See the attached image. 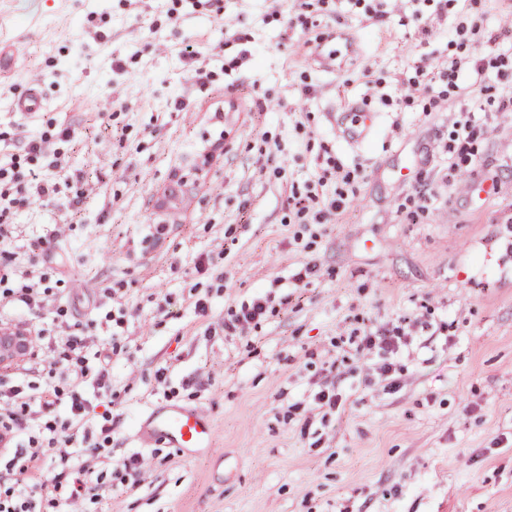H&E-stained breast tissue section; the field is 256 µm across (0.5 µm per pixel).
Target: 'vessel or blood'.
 <instances>
[{
  "label": "vessel or blood",
  "instance_id": "b4317fda",
  "mask_svg": "<svg viewBox=\"0 0 512 512\" xmlns=\"http://www.w3.org/2000/svg\"><path fill=\"white\" fill-rule=\"evenodd\" d=\"M376 120L374 112L358 104L334 118L337 134L351 145L360 144L371 135ZM138 438L145 444L163 440L169 447L191 456L211 447L214 429L209 417L198 409L165 405L154 407L143 417Z\"/></svg>",
  "mask_w": 512,
  "mask_h": 512
}]
</instances>
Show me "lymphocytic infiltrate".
I'll return each instance as SVG.
<instances>
[{
    "label": "lymphocytic infiltrate",
    "instance_id": "lymphocytic-infiltrate-1",
    "mask_svg": "<svg viewBox=\"0 0 512 512\" xmlns=\"http://www.w3.org/2000/svg\"><path fill=\"white\" fill-rule=\"evenodd\" d=\"M503 57L467 55L448 63V87L467 90L479 85L487 67L505 66ZM357 171L344 169L327 157L307 186L305 196H289L299 220L327 224L356 193ZM61 193L56 180H40L16 164H0V245L14 236L12 219L19 206L31 201L51 202ZM45 275L29 278L0 276V308L47 311L55 295ZM405 324L371 328L350 335L356 353H385L381 375L393 370L390 360L404 336ZM39 352L0 379V512H69L74 503L93 501L108 487L101 468L105 446L90 443L87 425L112 420V342L83 335L78 322L59 321L55 333L33 330ZM96 388L87 397V388Z\"/></svg>",
    "mask_w": 512,
    "mask_h": 512
}]
</instances>
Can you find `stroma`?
I'll return each mask as SVG.
<instances>
[{
  "mask_svg": "<svg viewBox=\"0 0 512 512\" xmlns=\"http://www.w3.org/2000/svg\"><path fill=\"white\" fill-rule=\"evenodd\" d=\"M464 8L495 42L444 36ZM339 29L356 50L336 60ZM464 50L512 54V0H0V160L55 178L21 139L70 127L57 148L79 194L19 209L0 274L48 273L85 335L120 332L111 462L144 460L139 486L112 479L87 512H512V122L495 69L485 91L448 89ZM349 101L379 117L357 146L331 122ZM462 109L494 130L453 171ZM329 154L358 190L331 223H299L288 196ZM184 176L194 193L169 199ZM485 179L499 193L479 208L464 184ZM259 293L266 319L224 335ZM403 317L393 381L337 345ZM329 383L343 408L323 416ZM159 405L208 414L212 448L142 444Z\"/></svg>",
  "mask_w": 512,
  "mask_h": 512,
  "instance_id": "1",
  "label": "stroma"
}]
</instances>
